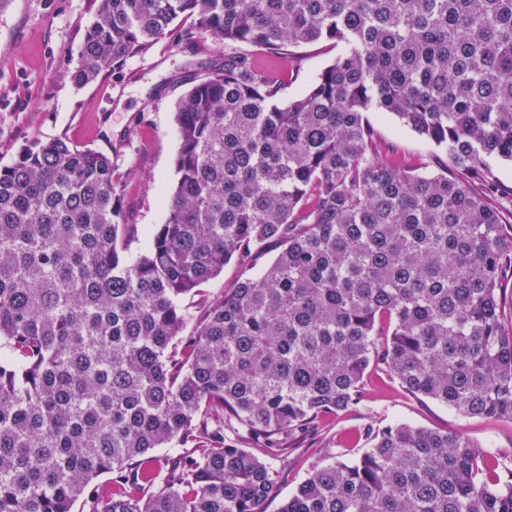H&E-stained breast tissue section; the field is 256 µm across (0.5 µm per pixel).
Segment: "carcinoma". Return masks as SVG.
<instances>
[{
	"mask_svg": "<svg viewBox=\"0 0 512 512\" xmlns=\"http://www.w3.org/2000/svg\"><path fill=\"white\" fill-rule=\"evenodd\" d=\"M94 2L77 86L166 38L339 52L288 101L282 74L232 54L178 99L176 184L143 253L109 155L35 140L0 167V512H265L283 441L357 406L373 366L511 421L512 235L490 198L512 161V0ZM374 111L448 163L385 150ZM268 245L259 274L184 305ZM360 438L279 512H512L506 451L408 423Z\"/></svg>",
	"mask_w": 512,
	"mask_h": 512,
	"instance_id": "1",
	"label": "carcinoma"
}]
</instances>
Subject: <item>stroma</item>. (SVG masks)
<instances>
[{"mask_svg":"<svg viewBox=\"0 0 512 512\" xmlns=\"http://www.w3.org/2000/svg\"><path fill=\"white\" fill-rule=\"evenodd\" d=\"M95 16L93 0H0V165L34 140L64 139L108 153L121 180L128 223L136 227L130 249L140 252L166 220L162 205L176 182L178 139L175 104L213 65L224 60V46L207 38L197 46L163 40L130 58L117 71L76 87L68 72L79 62L83 33ZM240 54L267 71L286 70L285 98L298 97L337 55L332 42L296 48L291 66L248 45ZM377 138L408 162L429 164L435 147L393 114L372 112ZM366 401L320 424L285 454L284 471L267 512H278L288 494L307 478L326 449L355 457L366 426L401 421L414 426L455 430L488 448H512V422L464 418L445 406L406 392L383 372L364 382Z\"/></svg>","mask_w":512,"mask_h":512,"instance_id":"35a3bbf8","label":"stroma"}]
</instances>
